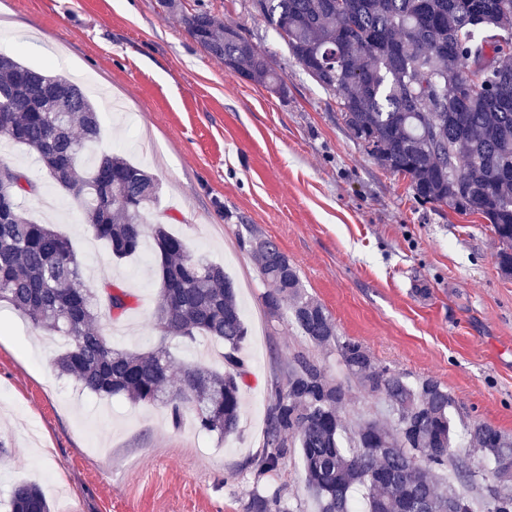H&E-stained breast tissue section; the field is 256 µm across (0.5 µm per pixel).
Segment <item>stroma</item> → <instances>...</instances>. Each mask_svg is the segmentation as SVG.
Masks as SVG:
<instances>
[{"mask_svg":"<svg viewBox=\"0 0 512 512\" xmlns=\"http://www.w3.org/2000/svg\"><path fill=\"white\" fill-rule=\"evenodd\" d=\"M206 7L266 48L287 91L226 69L159 0H0V52L80 85L101 116L94 154L116 152L161 186L150 217L239 284L243 343L237 434L201 431L192 414L97 397L61 375L63 336L0 304V503L37 482L52 512H246L255 488L281 492L292 512H317L299 450L258 472L271 385L307 352L330 378L336 354L269 319L266 287L241 245L247 229L274 240L339 336L364 344L409 379L432 377L455 399L458 429L485 423L512 435V277L497 268L486 221L416 203L408 182L380 168L347 129L332 95L296 63L252 0H181ZM0 159L40 187L21 209L66 235L91 285L130 295L97 326L131 352L167 346L177 365L224 367L221 341L162 339L153 330L160 281L150 249L113 258L84 224L76 198L20 145Z\"/></svg>","mask_w":512,"mask_h":512,"instance_id":"1","label":"stroma"}]
</instances>
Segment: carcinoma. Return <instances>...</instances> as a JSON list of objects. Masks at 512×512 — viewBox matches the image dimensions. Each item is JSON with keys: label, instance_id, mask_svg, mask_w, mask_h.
Returning <instances> with one entry per match:
<instances>
[{"label": "carcinoma", "instance_id": "1", "mask_svg": "<svg viewBox=\"0 0 512 512\" xmlns=\"http://www.w3.org/2000/svg\"><path fill=\"white\" fill-rule=\"evenodd\" d=\"M181 12L188 35L224 67L283 94L286 86L265 49L211 11ZM303 70L336 98L354 139L374 162L409 179L413 197L458 214H477L498 241L497 265L512 276V0H254ZM100 137L96 108L63 77L0 54V139L34 155L52 180L80 200L84 221L112 256L142 249L147 214L159 185L119 154L86 163ZM21 186L0 187V302L34 326L68 337L58 370L99 397L164 404L177 423L193 413L221 437L239 428L247 336L224 268L194 256L163 224L152 228L160 277L154 327L162 336H207L224 342V370L189 364L159 347L115 348L94 327L98 309L122 315L129 294L119 285L85 283L70 240L29 219L17 195L37 185L13 169ZM266 286L268 316L289 319L309 344L336 352L344 379L327 376L304 352L288 361L285 386L271 387L260 472L300 449L305 486L319 512H352L361 492L365 512H461L492 470L497 485L480 507L512 512V437L488 424L467 427L472 453H456L455 400L440 381H415L379 363L366 346L338 336L331 314L304 290L297 268L264 238L251 252ZM382 399L384 416L355 423L341 415L349 382ZM8 512H51L41 488L19 482ZM246 512H291L277 489L252 491Z\"/></svg>", "mask_w": 512, "mask_h": 512}]
</instances>
